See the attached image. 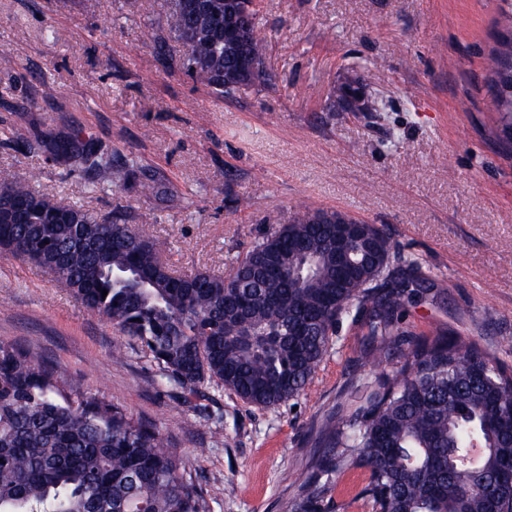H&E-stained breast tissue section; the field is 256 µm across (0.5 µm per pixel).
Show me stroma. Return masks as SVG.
I'll list each match as a JSON object with an SVG mask.
<instances>
[{"label":"stroma","mask_w":512,"mask_h":512,"mask_svg":"<svg viewBox=\"0 0 512 512\" xmlns=\"http://www.w3.org/2000/svg\"><path fill=\"white\" fill-rule=\"evenodd\" d=\"M501 0H256L267 84L220 98L165 66L166 0H0V170L154 239L174 267L226 274L266 225L300 207L381 226L393 252L378 287L416 266L435 290L409 306V336L450 330L512 365V157L488 111L484 58L506 26ZM344 83L374 112H332ZM82 132L107 161L137 156L172 193L90 194V171L57 162L46 133ZM364 320L343 318L305 391L262 409L208 385L209 412L178 401L140 341L53 276L0 255V341L31 346L84 389L158 426L211 512H286L282 482L352 413L388 364L366 354Z\"/></svg>","instance_id":"35a3bbf8"}]
</instances>
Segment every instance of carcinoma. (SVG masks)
Instances as JSON below:
<instances>
[{"instance_id":"1","label":"carcinoma","mask_w":512,"mask_h":512,"mask_svg":"<svg viewBox=\"0 0 512 512\" xmlns=\"http://www.w3.org/2000/svg\"><path fill=\"white\" fill-rule=\"evenodd\" d=\"M237 0H209L193 12L171 0L166 25L184 55L168 58L218 97L239 82L241 57L267 44L257 15L248 39L229 48L213 34ZM487 56L488 109L500 114L499 141L512 149V26ZM369 101L345 84L329 98ZM80 135L54 137L56 156L77 155L95 177L91 192L121 187L138 162L101 165ZM146 197L167 196L144 177ZM24 204L25 223L0 224V253L42 268L90 311L141 341L183 401L216 383L242 401L274 408L304 392L327 354L338 321L364 311L375 360L395 362L360 404L319 427V453L286 475L288 512H332L340 478L367 474L359 496L370 512H512V366L459 333L439 330L409 342L406 306L427 288L371 284L390 265L389 238L376 224L346 234L302 210L271 224L233 272L181 275L156 243L130 224L102 221L0 171V206ZM107 295H102L103 291ZM0 512H210L181 453L160 431L87 394L61 367L0 341Z\"/></svg>"}]
</instances>
